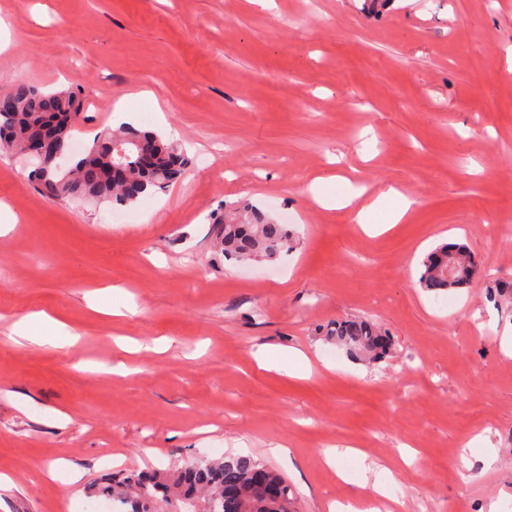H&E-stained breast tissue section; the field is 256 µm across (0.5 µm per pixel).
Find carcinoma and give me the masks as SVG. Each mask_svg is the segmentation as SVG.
Instances as JSON below:
<instances>
[{"label": "carcinoma", "mask_w": 512, "mask_h": 512, "mask_svg": "<svg viewBox=\"0 0 512 512\" xmlns=\"http://www.w3.org/2000/svg\"><path fill=\"white\" fill-rule=\"evenodd\" d=\"M84 120L81 93L45 92L21 82L0 95V147L32 160L35 181L47 180L52 197L59 200L92 197L129 204L149 190L183 176L186 160L180 145L127 125L98 137L60 171L52 164L42 165L30 152L35 139L48 136L56 140L62 154H68L72 132ZM214 221L220 225L224 255L241 263L275 261L290 249L286 225L252 206L235 208L230 215ZM450 259L466 268L465 276L452 282L445 274ZM474 274L469 250L460 244H446L421 261L419 284L437 294L468 284ZM489 297L497 305H511L512 284L496 283ZM327 336L352 355L377 360L387 351L381 331L367 320L338 321ZM261 467L249 455L203 457L172 472L120 473L106 485L93 486L90 493L120 502L128 507L126 512H154L157 501L167 507V512H177L176 505L184 500L203 504L212 501L217 512H291L290 498L270 506L254 487L252 475Z\"/></svg>", "instance_id": "1"}]
</instances>
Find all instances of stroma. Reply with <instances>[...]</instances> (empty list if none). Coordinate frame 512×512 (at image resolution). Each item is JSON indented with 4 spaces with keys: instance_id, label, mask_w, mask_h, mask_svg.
Listing matches in <instances>:
<instances>
[{
    "instance_id": "1",
    "label": "stroma",
    "mask_w": 512,
    "mask_h": 512,
    "mask_svg": "<svg viewBox=\"0 0 512 512\" xmlns=\"http://www.w3.org/2000/svg\"><path fill=\"white\" fill-rule=\"evenodd\" d=\"M511 48L512 0H0V91L81 92L83 144L120 108L189 160L120 206L43 197L0 153L8 512H85L113 471L214 448L280 473L292 512H365L364 461L389 467L394 512H512V315L487 296L512 279ZM332 175L400 189L406 219L369 235L356 208L319 207L307 187ZM242 203L287 219L293 249L226 259L213 219ZM450 231L479 275L436 295L418 266ZM35 312L78 341L16 343ZM350 317L386 333L385 358L326 340Z\"/></svg>"
}]
</instances>
